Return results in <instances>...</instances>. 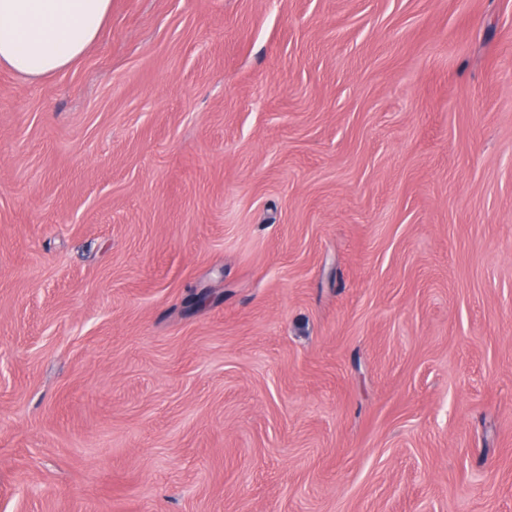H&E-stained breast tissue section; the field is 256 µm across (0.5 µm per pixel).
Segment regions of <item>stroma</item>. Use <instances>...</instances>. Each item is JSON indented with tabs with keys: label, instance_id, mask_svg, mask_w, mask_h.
Wrapping results in <instances>:
<instances>
[{
	"label": "stroma",
	"instance_id": "35a3bbf8",
	"mask_svg": "<svg viewBox=\"0 0 512 512\" xmlns=\"http://www.w3.org/2000/svg\"><path fill=\"white\" fill-rule=\"evenodd\" d=\"M0 512H512V0L0 66Z\"/></svg>",
	"mask_w": 512,
	"mask_h": 512
}]
</instances>
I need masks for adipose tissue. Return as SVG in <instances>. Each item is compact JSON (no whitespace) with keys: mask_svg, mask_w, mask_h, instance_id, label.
<instances>
[{"mask_svg":"<svg viewBox=\"0 0 512 512\" xmlns=\"http://www.w3.org/2000/svg\"><path fill=\"white\" fill-rule=\"evenodd\" d=\"M112 0H0V65L38 82L80 58Z\"/></svg>","mask_w":512,"mask_h":512,"instance_id":"obj_1","label":"adipose tissue"}]
</instances>
